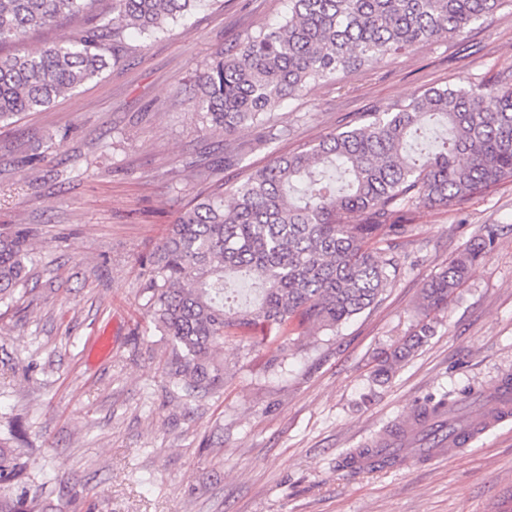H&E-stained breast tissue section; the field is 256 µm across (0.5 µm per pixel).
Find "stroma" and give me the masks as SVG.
I'll use <instances>...</instances> for the list:
<instances>
[{"label":"stroma","mask_w":512,"mask_h":512,"mask_svg":"<svg viewBox=\"0 0 512 512\" xmlns=\"http://www.w3.org/2000/svg\"><path fill=\"white\" fill-rule=\"evenodd\" d=\"M288 14V0H209L167 33L127 41L123 66L0 128V228L33 233L30 290L0 304V430L81 512H512V421L444 460L356 473L347 453L431 396L512 376V180L449 207L419 208L377 302L274 348L226 343L224 387L185 392L140 294L147 257L204 184L189 160L220 158L224 136L194 107V82L231 40ZM512 77V9L462 37L317 84L271 112L273 150L309 149L429 88ZM497 237L435 333L373 379L378 356L414 328L424 284L470 241Z\"/></svg>","instance_id":"35a3bbf8"}]
</instances>
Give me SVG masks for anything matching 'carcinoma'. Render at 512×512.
<instances>
[{
	"label": "carcinoma",
	"instance_id": "carcinoma-1",
	"mask_svg": "<svg viewBox=\"0 0 512 512\" xmlns=\"http://www.w3.org/2000/svg\"><path fill=\"white\" fill-rule=\"evenodd\" d=\"M512 0H288V17L217 53L196 84L194 104L224 133V160L188 162L208 187L183 208L147 259L146 310L165 343L164 368L198 394L224 387V343L278 344L332 331L369 308L397 264L393 241L421 206L446 207L512 179V79L431 88L373 113L369 123L331 134L308 150L279 156L247 174L224 203V168L246 164L250 149L232 136L264 127L270 111L312 84L336 83L375 62L439 39L463 35ZM0 0V45L80 17L85 28L24 55L0 52V124L37 112L119 66L125 34L151 37L209 0ZM447 138L425 158L409 138L430 121ZM495 230L466 245L422 289L412 333L384 354V378L433 335L431 313L485 256ZM27 231L0 235V304L26 292ZM244 271L262 284L257 305L224 303L226 279ZM465 394L444 393L420 410H449ZM0 437V512H58L48 482Z\"/></svg>",
	"mask_w": 512,
	"mask_h": 512
}]
</instances>
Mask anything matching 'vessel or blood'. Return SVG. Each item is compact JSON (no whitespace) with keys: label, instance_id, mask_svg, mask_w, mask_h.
<instances>
[{"label":"vessel or blood","instance_id":"vessel-or-blood-1","mask_svg":"<svg viewBox=\"0 0 512 512\" xmlns=\"http://www.w3.org/2000/svg\"><path fill=\"white\" fill-rule=\"evenodd\" d=\"M477 399L481 403L478 411L455 432L449 433L439 447L431 449V457H446L458 448L471 444L487 430L512 419V379L501 378L479 392ZM431 422L432 416L428 413L421 416L412 414L401 419L396 427L367 440L365 448L352 452L348 459L350 468L365 470L374 467L378 460L399 457Z\"/></svg>","mask_w":512,"mask_h":512}]
</instances>
